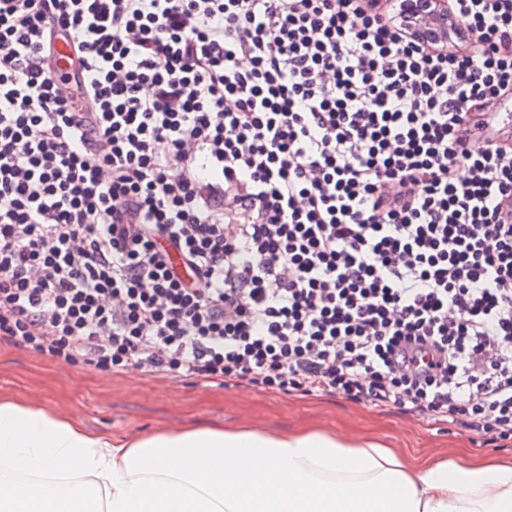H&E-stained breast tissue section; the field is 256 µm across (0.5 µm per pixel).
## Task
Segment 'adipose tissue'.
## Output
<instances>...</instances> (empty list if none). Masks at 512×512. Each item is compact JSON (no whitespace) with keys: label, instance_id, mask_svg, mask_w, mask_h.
<instances>
[{"label":"adipose tissue","instance_id":"adipose-tissue-1","mask_svg":"<svg viewBox=\"0 0 512 512\" xmlns=\"http://www.w3.org/2000/svg\"><path fill=\"white\" fill-rule=\"evenodd\" d=\"M0 512H512V462L296 430L138 438L0 400Z\"/></svg>","mask_w":512,"mask_h":512}]
</instances>
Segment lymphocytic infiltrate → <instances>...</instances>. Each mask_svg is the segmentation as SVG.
I'll use <instances>...</instances> for the list:
<instances>
[{
	"label": "lymphocytic infiltrate",
	"instance_id": "lymphocytic-infiltrate-1",
	"mask_svg": "<svg viewBox=\"0 0 512 512\" xmlns=\"http://www.w3.org/2000/svg\"><path fill=\"white\" fill-rule=\"evenodd\" d=\"M448 2L0 0V342L511 443L512 0ZM393 8L405 21L415 40L423 44L447 43L448 20L452 18L447 0H394ZM432 23L437 27H425Z\"/></svg>",
	"mask_w": 512,
	"mask_h": 512
}]
</instances>
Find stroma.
<instances>
[{"label":"stroma","mask_w":512,"mask_h":512,"mask_svg":"<svg viewBox=\"0 0 512 512\" xmlns=\"http://www.w3.org/2000/svg\"><path fill=\"white\" fill-rule=\"evenodd\" d=\"M0 397L72 419L92 432L132 437L161 428H256L286 433L307 427L433 459H512V443L483 444L476 432L427 417L382 411L339 395L265 392L244 383L220 386L140 372L105 375L0 343Z\"/></svg>","instance_id":"35a3bbf8"}]
</instances>
